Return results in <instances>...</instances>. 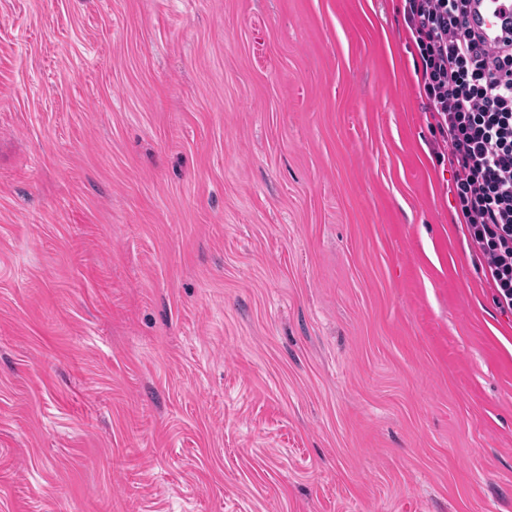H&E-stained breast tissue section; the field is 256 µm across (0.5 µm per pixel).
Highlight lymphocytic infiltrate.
<instances>
[{"mask_svg":"<svg viewBox=\"0 0 512 512\" xmlns=\"http://www.w3.org/2000/svg\"><path fill=\"white\" fill-rule=\"evenodd\" d=\"M401 2L464 238L495 303L512 312V34L488 47L469 23L474 0Z\"/></svg>","mask_w":512,"mask_h":512,"instance_id":"f902f5d3","label":"lymphocytic infiltrate"}]
</instances>
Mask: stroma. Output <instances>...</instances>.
Wrapping results in <instances>:
<instances>
[{"mask_svg":"<svg viewBox=\"0 0 512 512\" xmlns=\"http://www.w3.org/2000/svg\"><path fill=\"white\" fill-rule=\"evenodd\" d=\"M400 5L0 0V512H512Z\"/></svg>","mask_w":512,"mask_h":512,"instance_id":"stroma-1","label":"stroma"}]
</instances>
